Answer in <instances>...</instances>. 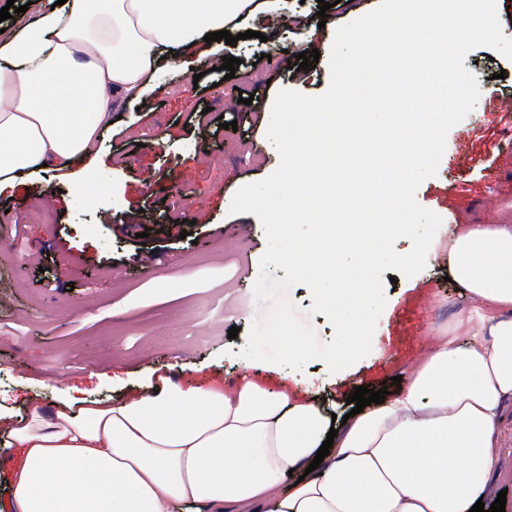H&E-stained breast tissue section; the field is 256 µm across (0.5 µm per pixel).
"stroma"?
Here are the masks:
<instances>
[{
  "mask_svg": "<svg viewBox=\"0 0 512 512\" xmlns=\"http://www.w3.org/2000/svg\"><path fill=\"white\" fill-rule=\"evenodd\" d=\"M379 4L340 0L323 21L317 0H279L278 29L258 13L247 24L252 38L225 46V56L240 61L235 78L210 70L201 52L161 67L144 106L111 101L114 120L95 154L0 185V429L34 406L51 414L74 397L112 403L167 380L229 386L245 370L271 391L288 373L313 380L317 402L341 417L355 387L396 393L391 377L404 374L434 337L468 343L453 331L472 302L449 278L448 243L456 225L512 214V118L494 101L512 96V59L486 46L464 61L477 80V102L449 130L436 175L415 194L442 219L435 256L409 278L383 272L387 303L371 352L336 374L318 359L292 372L242 354L253 321L265 314L254 284L267 237L256 215L231 213L233 197L279 165L266 136L277 93L323 94L331 79L328 27ZM314 49L321 54L314 69H300L299 53ZM243 93L252 104L240 103ZM84 176L109 194L76 196L74 183ZM181 198L187 210L173 208ZM185 229L190 238H182ZM286 297L320 343L333 339L327 317L310 314L306 285ZM495 436L501 474L492 490L505 492L512 512V399Z\"/></svg>",
  "mask_w": 512,
  "mask_h": 512,
  "instance_id": "stroma-1",
  "label": "stroma"
}]
</instances>
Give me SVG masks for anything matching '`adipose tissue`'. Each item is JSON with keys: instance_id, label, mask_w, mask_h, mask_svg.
I'll return each instance as SVG.
<instances>
[{"instance_id": "1", "label": "adipose tissue", "mask_w": 512, "mask_h": 512, "mask_svg": "<svg viewBox=\"0 0 512 512\" xmlns=\"http://www.w3.org/2000/svg\"><path fill=\"white\" fill-rule=\"evenodd\" d=\"M0 34V182L94 152L111 97L145 95L158 69L246 23L255 0H32ZM473 302L435 337L394 398L337 428L249 374L232 386L167 383L106 407L32 410L9 429L21 451L17 512H470L499 467L494 424L512 397V223L465 224L449 243ZM298 481H290V474Z\"/></svg>"}]
</instances>
